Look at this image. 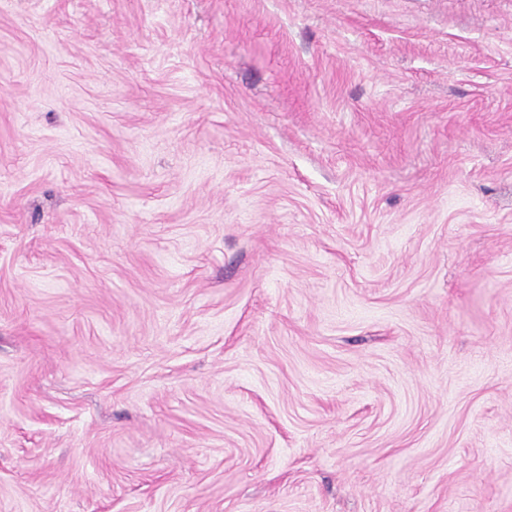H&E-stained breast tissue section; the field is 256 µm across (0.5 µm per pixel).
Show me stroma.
<instances>
[{
  "label": "stroma",
  "instance_id": "stroma-1",
  "mask_svg": "<svg viewBox=\"0 0 512 512\" xmlns=\"http://www.w3.org/2000/svg\"><path fill=\"white\" fill-rule=\"evenodd\" d=\"M0 512H512V0H0Z\"/></svg>",
  "mask_w": 512,
  "mask_h": 512
}]
</instances>
